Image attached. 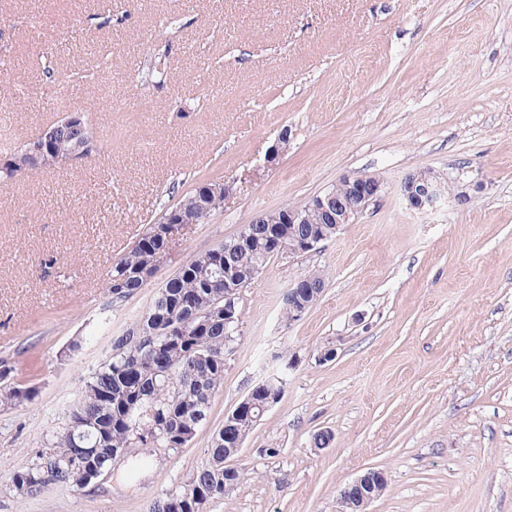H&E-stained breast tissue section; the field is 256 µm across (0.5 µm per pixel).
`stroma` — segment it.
Segmentation results:
<instances>
[{
  "label": "stroma",
  "instance_id": "obj_1",
  "mask_svg": "<svg viewBox=\"0 0 512 512\" xmlns=\"http://www.w3.org/2000/svg\"><path fill=\"white\" fill-rule=\"evenodd\" d=\"M75 107L92 156L0 182V360L8 384L36 389L0 405V512H149L280 373L282 398L231 461L242 483L206 512H339L370 469L387 487L368 512H512V0H0V138L22 144ZM416 170L447 180L436 209L402 200ZM349 173L378 177L382 198L243 289L189 445L150 449L132 477L14 490L169 277ZM224 181L223 210L112 301V264L147 225ZM311 270L325 289L287 322L284 294Z\"/></svg>",
  "mask_w": 512,
  "mask_h": 512
}]
</instances>
